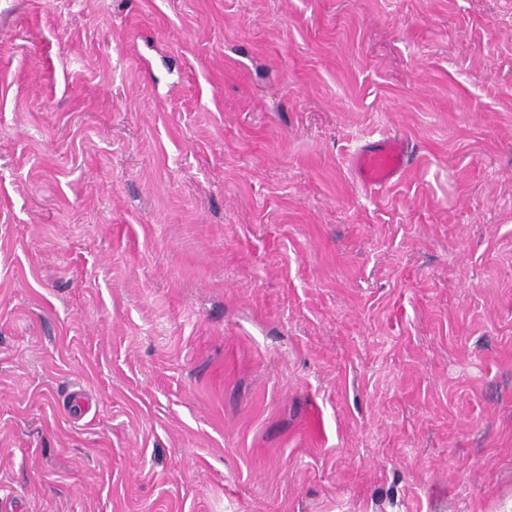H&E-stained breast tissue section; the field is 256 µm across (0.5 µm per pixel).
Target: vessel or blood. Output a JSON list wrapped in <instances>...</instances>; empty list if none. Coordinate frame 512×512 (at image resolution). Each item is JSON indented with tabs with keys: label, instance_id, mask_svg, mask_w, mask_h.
Instances as JSON below:
<instances>
[{
	"label": "vessel or blood",
	"instance_id": "1",
	"mask_svg": "<svg viewBox=\"0 0 512 512\" xmlns=\"http://www.w3.org/2000/svg\"><path fill=\"white\" fill-rule=\"evenodd\" d=\"M408 140L391 136L364 144L351 158V168L366 189H381L404 173L408 166Z\"/></svg>",
	"mask_w": 512,
	"mask_h": 512
}]
</instances>
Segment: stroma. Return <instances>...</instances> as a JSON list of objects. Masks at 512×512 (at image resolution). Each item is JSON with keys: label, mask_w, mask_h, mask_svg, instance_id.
I'll list each match as a JSON object with an SVG mask.
<instances>
[{"label": "stroma", "mask_w": 512, "mask_h": 512, "mask_svg": "<svg viewBox=\"0 0 512 512\" xmlns=\"http://www.w3.org/2000/svg\"><path fill=\"white\" fill-rule=\"evenodd\" d=\"M0 512H512V0H0ZM408 151L409 141L396 136L368 142L351 157V168L363 188L381 189L404 173Z\"/></svg>", "instance_id": "35a3bbf8"}]
</instances>
